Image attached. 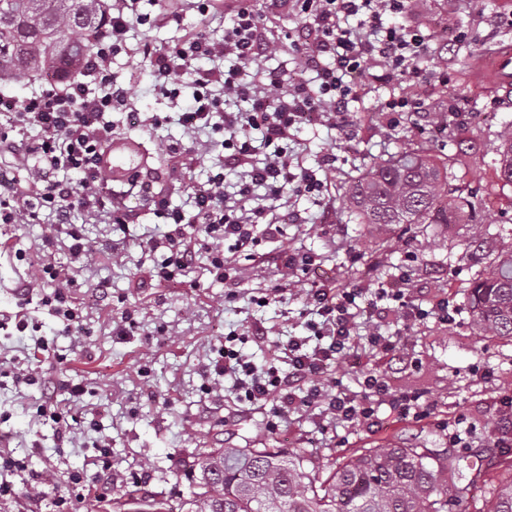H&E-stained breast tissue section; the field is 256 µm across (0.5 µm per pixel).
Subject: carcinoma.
Wrapping results in <instances>:
<instances>
[{
  "mask_svg": "<svg viewBox=\"0 0 512 512\" xmlns=\"http://www.w3.org/2000/svg\"><path fill=\"white\" fill-rule=\"evenodd\" d=\"M101 0H0V80L63 72L81 63L99 26ZM498 179L512 185V127L497 134ZM448 155L407 143L349 180L354 224H466L472 203L453 185ZM470 323L512 340V251L477 271ZM317 450L206 448L194 456L184 500L112 502L113 512H512V459L462 464L460 448L419 442L362 448L320 464ZM484 488L475 499L471 491Z\"/></svg>",
  "mask_w": 512,
  "mask_h": 512,
  "instance_id": "1",
  "label": "carcinoma"
}]
</instances>
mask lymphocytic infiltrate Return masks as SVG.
<instances>
[{
  "label": "lymphocytic infiltrate",
  "instance_id": "f902f5d3",
  "mask_svg": "<svg viewBox=\"0 0 512 512\" xmlns=\"http://www.w3.org/2000/svg\"><path fill=\"white\" fill-rule=\"evenodd\" d=\"M404 2L266 0L268 13L286 8L301 18V28L284 36L270 30L248 0H226L224 8L233 19L223 40L197 30L164 48L145 39L137 47L150 62L159 94L173 100L182 85L194 87V104L181 115L184 127L195 134L211 130L224 135V151L212 163L213 174L193 193L192 212L151 197L167 229L145 236L140 245L158 257L153 268L158 282L176 281L203 253L211 273L224 285L225 302L231 303L238 297L239 260L244 257L280 277L272 295L262 296V304L286 293L299 298L308 333L278 344L287 370L274 361L257 366L238 349L240 336L234 331L225 335L216 361L232 378L240 404L271 407L282 420L309 412L325 428L370 430L378 426L383 411L398 419H422L432 410L420 394L394 388L386 373L365 370L352 389L330 378L329 371L369 354L387 361L400 358L406 334L417 325L430 319L446 326L454 323L456 309L447 298L422 305L399 289L370 292L358 285L332 293L306 279L320 262L316 253L259 250L283 225L302 223L300 212L286 206L285 198L322 201L335 172V155L324 154L308 167L289 149L298 124L316 114L340 135L350 136L348 112L359 95L350 75L382 84L433 76L427 41L414 26L387 21L404 11ZM139 3L112 0V12L96 31L81 69L61 79L59 86L23 99L0 97V125L21 136L10 142L0 135V144L31 163L34 183L27 194L17 190L14 180L0 181V222L23 219L33 224L44 213L50 218L39 244L44 261L17 293L25 297L34 285L49 284L44 302L69 327L82 322V310L71 293L76 263L101 248L116 261L125 255L123 240H89L75 227L72 212L79 209L94 217L109 213L113 225L122 229L131 218L124 202L109 196L98 158L112 139L110 113L130 106L129 89L112 81V58L127 50L134 27L151 20L140 12ZM285 42L293 50V67L284 77L268 71L265 61ZM203 58L208 66H200ZM234 101L248 102V110H230ZM33 126L37 135L25 138V130ZM227 167L243 171L230 187L224 184ZM74 172L79 180H71ZM62 237L70 245L61 261L53 247ZM392 316L402 324L396 336L383 330Z\"/></svg>",
  "mask_w": 512,
  "mask_h": 512
}]
</instances>
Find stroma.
<instances>
[{
  "instance_id": "obj_1",
  "label": "stroma",
  "mask_w": 512,
  "mask_h": 512,
  "mask_svg": "<svg viewBox=\"0 0 512 512\" xmlns=\"http://www.w3.org/2000/svg\"><path fill=\"white\" fill-rule=\"evenodd\" d=\"M173 0H142L141 12L157 17L153 26H141L137 37L165 47L195 29L199 14L184 9L178 22H163ZM394 23H411L429 34L430 54L443 65L441 76L424 88L422 106L429 112L462 108L466 118L452 122L455 137L445 142L429 127L415 126L411 134L430 139L444 148L456 185L463 188L475 209L466 224L429 225L424 233L407 224L379 226L347 221L344 182L348 175L370 167L378 159L399 150L398 131L392 130L377 111L390 95L408 94L410 83H368L351 114L354 133L349 139L317 120L301 124L293 147L305 165H314L324 153L336 155V174L325 203L307 199L296 202L311 221L324 225L316 236L304 225L288 224L282 236L261 245L278 252L300 248L321 256L312 275L330 289L352 287L377 279L395 280L408 268V289L424 288L429 295L445 296L457 310L456 322L446 327L429 321L415 328L409 339V363L390 364L392 383L417 390L432 402V414L419 422L383 419L378 428L351 430L345 440L335 432H320L314 418L292 415L278 427H269L263 409L247 417L226 419L225 409L234 405L231 380L215 371L214 363L224 336L245 333L260 326L268 332L263 344L246 342L243 353L256 365L269 357V345L291 336L305 335L298 315L300 303L290 299L261 306L256 296L275 282V271L253 272L242 262L243 291L233 304L224 302V286L215 282L206 257L188 269L183 283H160L151 277L153 259L140 248L147 231L164 228L143 191L116 183L113 193L123 195L132 222L126 229V257L113 262L94 254L78 272L74 295L81 304L84 329L65 332L64 324L42 302V291L21 300L15 289L26 279L35 259L34 246L47 231L43 224L0 223V448L13 453L20 469L0 471V484L9 492L0 495V512H102L101 504L115 499L144 500L186 496L189 482L184 473L193 456L203 448L224 444L240 448H319L340 459L358 448L402 445L414 437L432 436L442 444V424L458 413L491 423L494 403L501 390L512 389V341L479 335L470 325L467 289L474 274L499 254L512 250V185L496 176V133L512 123V102L500 100L489 85L465 83L470 62L497 49L512 38V0H424L419 12L394 16ZM112 75L132 88L129 111L113 114L115 135L142 142L148 155L142 178L148 189L165 197L168 204L191 210V187L206 183L212 169L198 160L178 168L166 147L186 142L179 115L189 104L192 87L170 101L154 89L147 62L140 56L121 54L112 60ZM486 232L480 253L469 248L472 225ZM364 250L367 263L355 262L353 249ZM104 282L106 296L96 297L93 288ZM29 326L18 332L16 315ZM135 327H128L127 319ZM126 325L125 335L115 333ZM45 338L42 357L45 373L59 398L73 386L83 394L72 405L80 424L58 435L54 423L39 416V386L17 380L26 369V349L34 338ZM112 450V477L101 480L96 460L101 447ZM49 472L45 485L31 481ZM97 486L96 497L83 496L85 486Z\"/></svg>"
}]
</instances>
